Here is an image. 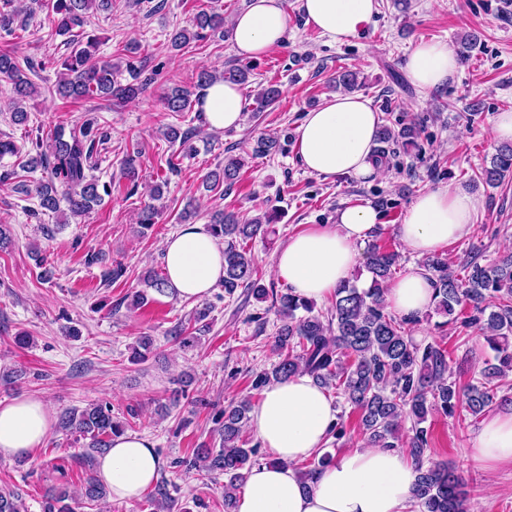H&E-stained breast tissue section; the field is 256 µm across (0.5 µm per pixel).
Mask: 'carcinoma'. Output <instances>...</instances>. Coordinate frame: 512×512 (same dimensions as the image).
Here are the masks:
<instances>
[{
  "mask_svg": "<svg viewBox=\"0 0 512 512\" xmlns=\"http://www.w3.org/2000/svg\"><path fill=\"white\" fill-rule=\"evenodd\" d=\"M14 0H4L8 9L0 10V32L10 34L17 23V13L11 9ZM112 0H52V25L58 35L72 33L90 9L105 11ZM224 33V14L201 10L192 19L191 28H183L170 38L173 49L207 35ZM97 38L77 45L61 63L58 91L75 100L90 96L112 97L117 101L134 98L145 89L148 80H138L144 67L126 63L135 82L120 84L115 80L119 67L97 55ZM250 68L232 67L216 75L202 70L196 86L206 87L217 81L242 85L248 81ZM0 81L9 83L14 94L11 120L16 125L28 121L23 103L36 93L35 85L21 70L14 54L0 52ZM281 96L276 84L263 88L255 97L253 111L262 112ZM169 112H183L192 106L191 92L175 87L165 97ZM166 137L190 151L194 132L169 128ZM416 131L411 126L398 129L383 125L376 141L390 144L397 141L406 146L415 144ZM106 136L94 132L93 122L86 121L69 131L58 128L49 137L35 134L31 139L34 154L24 167L34 172L38 168L50 171L48 179L23 185V191L39 199L40 207L54 213L60 211V201L67 206L66 218L76 219L88 214L109 194L108 187L98 190V182L90 174L93 154ZM139 159L137 153L127 155L123 176L138 187ZM244 159L228 157L224 167L211 172L213 185L233 184L238 178ZM512 174V146L501 148L484 168L486 183L496 186ZM159 209L146 204L138 214V233L157 223ZM277 217L271 211L264 218L242 223L232 212L218 213L209 225L215 238L224 241V291L231 295L238 288H248L255 298H272V307L281 325L273 341L278 361L272 368L259 372L252 388L259 390L272 382L296 374H308L324 387L340 391L344 403L360 414V429L370 445L381 448H404L418 464L414 497L419 512H467L466 492L462 475L446 462L423 466V456L430 439L426 426L428 416L438 413L456 418L467 413L478 418L494 404L507 401L498 397L499 380L512 373V253L491 263L470 261L466 274H455L448 260L431 256L423 263L434 288V311L452 316L465 311L461 326L480 333L494 357L485 362L480 377L467 388L460 389L448 360V350L438 343L425 345L415 341L414 321L397 317L387 309L385 285L392 278L398 255L376 243L368 249L366 270L371 275L366 287L357 285L354 277L336 288L327 316L313 313V302L301 299L291 289L278 292L266 288L255 279V267L247 241L268 233L269 224ZM146 287L158 294L168 290L166 277L151 270L144 276ZM152 339L140 336L132 346L131 361L142 362L152 348ZM250 403L243 400L229 405L220 414L223 419L222 448H197L188 466L224 475V512H236V491L241 489L250 470L259 464L257 448L247 447L243 431L248 422ZM410 422L408 434L401 433L402 423ZM63 428L88 440L87 447L98 453L106 452L112 437L131 428L128 420L112 416L108 404L92 403L83 410L69 412L61 418ZM333 456L326 452L297 468L300 480L313 481L317 472L330 463ZM107 497L106 486L96 477H89L80 499L94 504ZM65 490L50 488L46 492L47 512H74ZM0 512H27L22 497L8 488H0Z\"/></svg>",
  "mask_w": 512,
  "mask_h": 512,
  "instance_id": "obj_1",
  "label": "carcinoma"
}]
</instances>
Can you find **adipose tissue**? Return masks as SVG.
I'll return each instance as SVG.
<instances>
[{"label": "adipose tissue", "mask_w": 512, "mask_h": 512, "mask_svg": "<svg viewBox=\"0 0 512 512\" xmlns=\"http://www.w3.org/2000/svg\"><path fill=\"white\" fill-rule=\"evenodd\" d=\"M306 25L329 42L346 43L371 22L376 0H298ZM284 0H249L231 21L236 53L259 59L280 47L288 34ZM447 42L419 41L408 55L411 82L428 91L444 85L457 71ZM208 130L239 128L243 96L239 85L218 81L198 103ZM381 119L361 96L340 94L306 112L297 128V156L306 171L327 179L366 177L380 172L374 146ZM480 202L445 187L425 191L409 205L397 233L406 250L418 257L443 252L469 235ZM378 215L367 205L341 210L332 224H316L294 236L273 255V268L293 293L321 302L350 279L359 248L377 226ZM162 259L171 292L180 298L204 299L224 276V248L201 224H189L170 235ZM390 311L419 317L429 310L433 288L424 269L408 267L385 293ZM337 410L312 377L300 374L268 385L250 413L249 426L273 464L254 467L248 475L237 512H410L416 464L405 450L361 444L336 455L303 487L295 461L324 450ZM53 426L41 398L0 402V459L33 454ZM483 469L512 465V404L487 415L469 450ZM162 461L146 437L129 433L113 438L100 456L97 476L113 500L138 499L159 479Z\"/></svg>", "instance_id": "1"}]
</instances>
